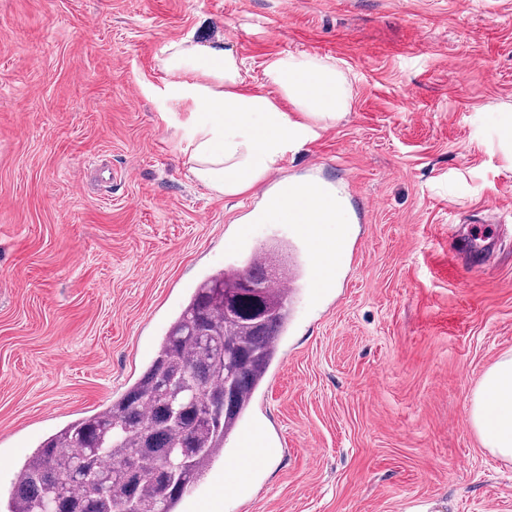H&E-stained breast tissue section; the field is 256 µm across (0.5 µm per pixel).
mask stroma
Returning a JSON list of instances; mask_svg holds the SVG:
<instances>
[{"instance_id":"1","label":"stroma","mask_w":512,"mask_h":512,"mask_svg":"<svg viewBox=\"0 0 512 512\" xmlns=\"http://www.w3.org/2000/svg\"><path fill=\"white\" fill-rule=\"evenodd\" d=\"M223 44L278 97L279 55L329 59L351 108L236 197L187 177L193 106L171 44ZM512 0H0V493L15 466L147 368L206 276L262 243L280 181L348 187L330 288L299 289L243 429L265 462L234 483L230 438L197 498L222 512H512V462L469 423L512 354ZM488 222L486 264L454 258Z\"/></svg>"}]
</instances>
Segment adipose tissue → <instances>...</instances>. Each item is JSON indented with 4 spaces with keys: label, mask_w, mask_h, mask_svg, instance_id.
<instances>
[{
    "label": "adipose tissue",
    "mask_w": 512,
    "mask_h": 512,
    "mask_svg": "<svg viewBox=\"0 0 512 512\" xmlns=\"http://www.w3.org/2000/svg\"><path fill=\"white\" fill-rule=\"evenodd\" d=\"M163 66L175 77V96L195 108L185 136L188 176L223 196L251 190L308 138L313 123L335 122L350 109L346 76L317 57L285 55L268 64L266 76L281 94L277 100L245 91L241 66L219 46L172 44ZM283 99L291 111L280 107ZM264 221L342 225L347 214L315 185L291 183L269 200ZM470 420L484 448L512 461V355L483 375L471 399Z\"/></svg>",
    "instance_id": "ef3b65f1"
}]
</instances>
